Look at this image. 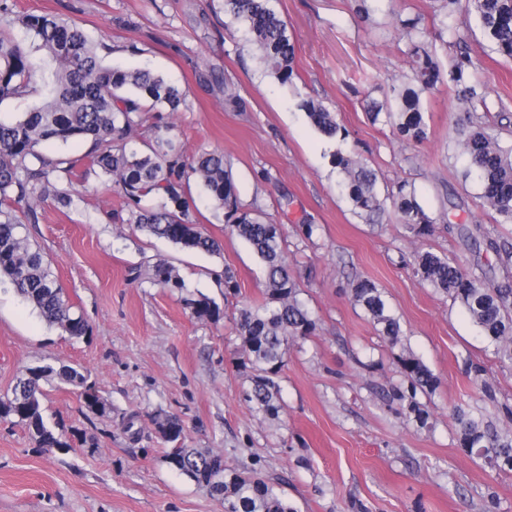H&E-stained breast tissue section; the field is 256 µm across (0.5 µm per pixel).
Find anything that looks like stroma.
I'll use <instances>...</instances> for the list:
<instances>
[{
    "mask_svg": "<svg viewBox=\"0 0 512 512\" xmlns=\"http://www.w3.org/2000/svg\"><path fill=\"white\" fill-rule=\"evenodd\" d=\"M19 12L76 21L104 62H138L187 89L178 111L165 113L186 154L220 149L244 205L284 221L287 257L300 294L318 320L315 336L289 351L278 379L285 409L269 419L245 399L252 371L237 366L241 341L229 320L236 305L262 297L263 269L241 239L225 234L223 213L198 201L201 224L220 238L221 255L183 250L111 221L122 199L97 178L75 180L71 208L45 202L32 240L92 327L73 339L47 325L7 283H0V394L30 368H82L112 404L111 417L83 414L73 387L57 377L43 384L45 414L64 424L69 447L45 451L27 430L0 422V512H224L206 489L165 461L170 445L155 430L160 416L178 417L182 440L224 456L225 466L254 470L281 483L298 512H512V475L495 474L457 446L449 411L481 408L494 428L512 431V365L501 364L459 305L424 285L412 271L420 251L457 257L488 278L512 281L483 241L485 232L512 243V224L484 208L480 183L455 131L466 112L452 83L422 97L426 141L407 144L389 125L367 116L410 68L398 27L402 14L432 18L437 0H369V18L355 0H272L297 39L294 85L265 75L243 46L242 31L225 28L222 0H14ZM453 23L484 82L491 115H504L500 138L512 143V60L482 34L467 0ZM216 71L222 84L200 76ZM236 102H229L225 90ZM335 112L346 138L313 129L299 96ZM361 155L378 176L380 196L414 185L433 235L420 238L393 212L370 224L337 188L335 152ZM318 229L301 239L296 224ZM166 259L189 291L214 299L227 317L192 318L180 293L132 281L144 261ZM232 269L238 296L218 281ZM367 278L382 288L399 317L402 346L377 336L347 291ZM410 352L441 379L418 400L426 426L406 420L394 398L402 381L400 355ZM484 370L487 389L474 382ZM135 415L138 438L123 416Z\"/></svg>",
    "mask_w": 512,
    "mask_h": 512,
    "instance_id": "stroma-1",
    "label": "stroma"
}]
</instances>
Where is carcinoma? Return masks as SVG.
<instances>
[{
  "label": "carcinoma",
  "instance_id": "cac0c4a2",
  "mask_svg": "<svg viewBox=\"0 0 512 512\" xmlns=\"http://www.w3.org/2000/svg\"><path fill=\"white\" fill-rule=\"evenodd\" d=\"M272 0H224L229 25L243 28L245 45L253 50L264 71L282 84L295 76L296 41L288 24L271 6ZM441 19L425 24L417 13L399 19L409 40L411 75L392 87L395 106L374 104L373 120L384 116L397 137L419 143L427 139L428 126L421 112V98L442 80L433 58L436 41L455 36L453 18L460 0H439ZM484 36L501 54L512 59V0H471ZM25 30L30 42L16 39L13 25ZM459 53L448 71L458 99L468 105L465 125L458 130L469 170L480 182L482 205L492 210L499 223H512V147L501 145L499 133L483 121L477 109L486 107V88L475 74L470 55L460 41ZM43 82V100L29 111L0 117V275L23 300L49 324L73 338L90 335V326L75 310L51 270L52 262L30 240L27 225L36 223L37 207L47 199L71 206L72 197L58 187L62 181H86L105 176L119 195L127 218L112 216L150 237L182 249L219 255L221 242L204 232L190 211V183L202 187L209 204L224 211L225 230L252 249L264 270L263 299L236 310L232 329L242 338L237 364L256 371L246 392L252 408L275 419L283 409L277 378L284 367L290 343L316 334L317 319L299 298L300 285L290 272L286 256L287 236L282 225L259 208L243 207L218 149L191 157L184 154L173 127L161 120L163 111H176L187 97L163 75L145 68L103 64L98 47L76 23L57 16L17 14L7 0H0V102L24 98L36 75ZM312 126L328 137L344 132L336 113L321 102L303 98L298 103ZM150 136L136 149L137 131ZM74 140L87 143L73 155L49 153L45 146H66ZM339 169L340 191L354 212L375 220L384 212L376 173L355 154H333ZM393 211L416 236L434 232L438 219L429 216L415 192L403 183L392 196ZM414 274L425 285L460 304L483 338L494 346L500 361L512 364V284L494 283L484 273L464 268L446 256L425 251L413 264ZM134 279L160 288L186 290V285L164 259L140 266ZM352 302L373 324L377 335L390 346L402 344L403 331L382 289L361 279L349 288ZM192 317L217 322L224 318L219 306L205 295L186 299ZM403 383L396 389L400 411L419 426L427 425L428 411L417 394H432L441 384L421 359L400 356ZM79 390L81 407L98 415L112 414V406L96 385L79 369L62 365L42 366L17 379L0 395V421L28 430L38 447L50 451L68 443L44 419L41 381L51 375ZM458 447L477 455L499 474H512V434L498 433L480 414L458 405L452 411ZM161 437L174 444L166 455L180 475L204 487L224 504V512H298L284 490L254 472L224 467V456L203 448L179 444L183 425L165 416L156 421Z\"/></svg>",
  "mask_w": 512,
  "mask_h": 512
}]
</instances>
